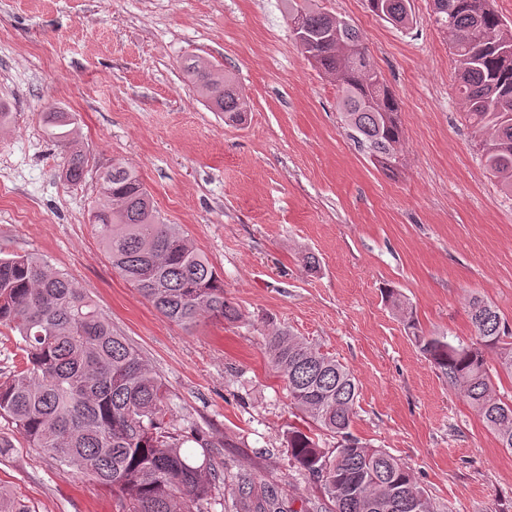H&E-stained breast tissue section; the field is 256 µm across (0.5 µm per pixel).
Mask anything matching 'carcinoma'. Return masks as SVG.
<instances>
[{
    "mask_svg": "<svg viewBox=\"0 0 512 512\" xmlns=\"http://www.w3.org/2000/svg\"><path fill=\"white\" fill-rule=\"evenodd\" d=\"M298 23L295 39L315 68L336 81L337 106L348 138L387 175L401 161L399 104L367 56L361 33L320 7L318 0H286ZM379 18L413 23L410 0H366ZM435 24L450 40L458 65L457 91L484 166L512 195V24L493 0H433ZM184 70L204 105L240 123L243 102L235 80L207 61ZM49 134L68 149L65 181H83L87 153L76 147L66 112H51ZM92 221L112 269L165 317L187 330L205 317L242 319L224 297V281L176 224L160 221L138 172L122 161L98 175ZM385 296L408 313L406 327L427 358L460 389L499 445L512 452V403L491 387L485 349L502 348L512 374V337L489 302L473 298L476 341L454 344L426 336L392 288ZM0 327L17 333L13 370L0 380V418L64 474H79L112 493L122 512H202L220 475L209 449L224 439L184 435L167 420L168 393L126 337L69 273L33 254L0 257ZM264 349L282 378L291 405L314 428L288 430L291 461L317 478L334 512H411V500L430 503L399 459L352 432L358 384L352 372L289 331L265 336ZM339 438L326 454L319 434ZM193 442L201 456L185 450ZM0 512H32L0 487Z\"/></svg>",
    "mask_w": 512,
    "mask_h": 512,
    "instance_id": "obj_1",
    "label": "carcinoma"
}]
</instances>
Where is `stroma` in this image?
Masks as SVG:
<instances>
[{
	"instance_id": "1",
	"label": "stroma",
	"mask_w": 512,
	"mask_h": 512,
	"mask_svg": "<svg viewBox=\"0 0 512 512\" xmlns=\"http://www.w3.org/2000/svg\"><path fill=\"white\" fill-rule=\"evenodd\" d=\"M322 5L360 30L400 103L396 174L346 136L336 83L294 41L282 0H0V99L13 113L0 131V256L35 253L68 272L162 379L174 428L223 434L212 456L229 489L202 512H240L231 488L244 480L282 512L323 504L288 456L303 421L264 351L274 328L353 373V433L407 465L434 512H512V453L384 295L398 289L425 335L452 342L473 338L472 298L512 322V196L473 147L432 0H412L406 29L363 0ZM194 56L234 76L244 124L204 106L184 72ZM50 111L72 114L92 159L80 185L62 178ZM115 159L207 256L241 321L186 331L113 270L89 210L98 167ZM1 437L14 448L0 485L33 512H122L0 419Z\"/></svg>"
}]
</instances>
